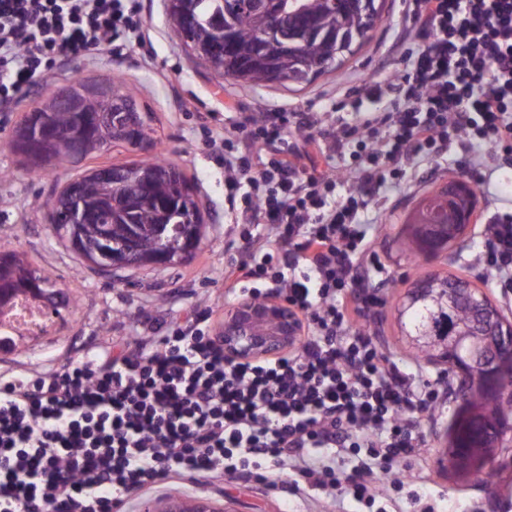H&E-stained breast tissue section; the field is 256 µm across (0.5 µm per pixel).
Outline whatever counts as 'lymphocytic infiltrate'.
I'll return each instance as SVG.
<instances>
[{"instance_id": "1", "label": "lymphocytic infiltrate", "mask_w": 512, "mask_h": 512, "mask_svg": "<svg viewBox=\"0 0 512 512\" xmlns=\"http://www.w3.org/2000/svg\"><path fill=\"white\" fill-rule=\"evenodd\" d=\"M403 4L420 47L391 78L364 81L352 119L320 140L311 112H262L218 134L226 185L250 187L232 223L269 227L243 235L224 279L241 298L261 297L262 281L284 294L299 347L225 361L204 308L118 354L0 375V512H112L160 479L263 482L285 468L358 502L372 475L401 485L440 382L403 371L369 329L384 276L360 216L407 168L454 148L480 184L482 162L512 157V0ZM136 11V0H0V110L57 63L128 38ZM485 234L481 263L511 293L512 211ZM340 458L355 478L342 480Z\"/></svg>"}]
</instances>
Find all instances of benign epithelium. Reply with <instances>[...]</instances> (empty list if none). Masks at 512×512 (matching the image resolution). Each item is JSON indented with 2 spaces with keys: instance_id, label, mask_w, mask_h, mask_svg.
<instances>
[{
  "instance_id": "1",
  "label": "benign epithelium",
  "mask_w": 512,
  "mask_h": 512,
  "mask_svg": "<svg viewBox=\"0 0 512 512\" xmlns=\"http://www.w3.org/2000/svg\"><path fill=\"white\" fill-rule=\"evenodd\" d=\"M347 5L360 12L369 27L377 25L382 12L380 0H348ZM278 37L288 41V20L277 14L270 25L259 34V44ZM55 107L63 112H78L85 102L96 100L102 104L96 122L103 134L101 143L111 144L112 135L142 145L145 143L141 130L147 126V117L125 96L110 87L86 82H76L48 91ZM38 111L31 110L23 119V129L18 142L29 157L41 162L49 155V144L55 137V131L37 120ZM80 187L74 182L67 183L54 198L48 212L49 222L63 219L71 225L66 240L71 248L86 263L105 271L131 267L135 265L139 250L135 237L112 249L106 234L101 228L99 238L101 248L92 247L85 237L83 225L90 223V217L78 200ZM198 219L183 220L175 223V228L183 238L184 249L180 256L189 255L197 241L194 224ZM465 231L456 230L454 224H428L424 235L423 252L434 258L456 247ZM472 288L448 291V306L457 302H468L475 308L477 323L471 333L459 336H413L428 344L434 351L435 360L445 365L460 378L461 402L458 409L465 410L464 426L473 431L476 441L471 448L459 454L453 460L456 471L468 477L479 476L495 463L506 450L504 441L512 433V419L503 417L497 421L484 418L481 409L470 403L471 392L468 382L476 379L487 393L504 397L512 402V324L489 323L486 295L479 292L474 297ZM216 348L224 353V359L231 361H258L280 357L293 349L302 336L299 318L288 305L279 298L242 299L225 310L224 320L217 330ZM144 512H222L214 507L207 498L185 499L170 496L146 505Z\"/></svg>"
}]
</instances>
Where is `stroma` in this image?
Listing matches in <instances>:
<instances>
[{
    "instance_id": "obj_1",
    "label": "stroma",
    "mask_w": 512,
    "mask_h": 512,
    "mask_svg": "<svg viewBox=\"0 0 512 512\" xmlns=\"http://www.w3.org/2000/svg\"><path fill=\"white\" fill-rule=\"evenodd\" d=\"M143 39L125 54L91 55L51 69L45 84L75 79L119 86L142 111L150 113L153 129L148 148L113 146L108 152L78 163L62 162L48 172L34 173L10 146L14 128L43 91L33 86L26 101L0 112V252H25L35 268L50 273L69 303L62 307L57 333L23 344L17 351H0V371L25 367L37 372L91 347L121 351L127 339L148 336L161 323L198 306H211L214 320L236 304L224 288V265L239 242L242 227L231 224L224 199V165L204 143L210 130L230 125L246 112H318L322 122L313 130L322 137L329 129L326 110L344 99L363 79L394 73L402 54L414 45V33L402 11V0H385V15L371 39L338 69L309 84L283 88L274 84L232 83L189 56L178 32L169 24L165 0H140ZM164 158L180 167L198 186L205 235L195 258L175 266H142L103 273L81 262L52 235L46 218L47 201L68 182L103 164H125ZM473 182L455 156L423 162L409 171L399 187L388 191L368 214L376 255L390 274L382 289L381 306L371 325L379 345L408 363H417L428 377L441 378L434 411L424 417L422 443L409 461L413 472H425L424 484H408L377 499L374 505L338 501L317 494L298 475L286 471L275 484L221 477L173 484L159 481L144 493L125 499L116 512H143L146 502L173 494L212 500L225 512H512V451L501 458L488 482L455 475L439 465L449 448V432L457 406L458 379L443 366L416 358L400 323L398 306L413 285L431 276H459L484 290L493 305L512 323V298L504 296L478 262L484 246V226L495 207L512 204V167L501 165L493 183V198L474 197V219L456 251L430 260L410 256L405 244L412 236L409 218L423 199L451 180Z\"/></svg>"
}]
</instances>
